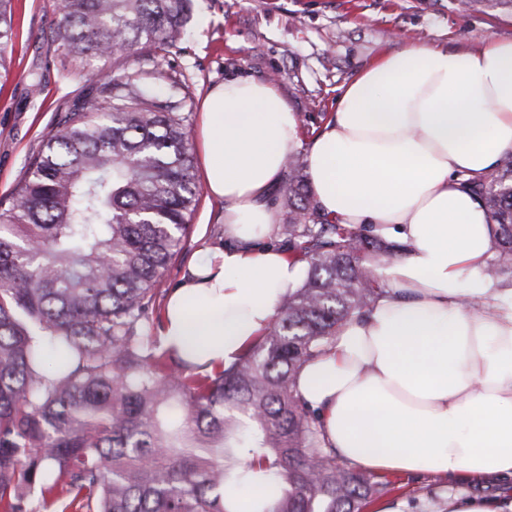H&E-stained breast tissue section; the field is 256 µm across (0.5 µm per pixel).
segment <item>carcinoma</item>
<instances>
[{
    "mask_svg": "<svg viewBox=\"0 0 512 512\" xmlns=\"http://www.w3.org/2000/svg\"><path fill=\"white\" fill-rule=\"evenodd\" d=\"M189 14L190 0H58L52 40L80 63L149 52L176 46ZM13 25L0 0V68ZM159 96L100 75L0 199V512H227L226 482L257 469L273 477L269 512H362L386 485L320 447L296 386L375 299L366 257L399 247L326 219L291 153L276 237L307 263L303 283L229 368L162 349V278L202 186L184 117ZM466 187L495 225L496 279L512 261V152Z\"/></svg>",
    "mask_w": 512,
    "mask_h": 512,
    "instance_id": "carcinoma-1",
    "label": "carcinoma"
}]
</instances>
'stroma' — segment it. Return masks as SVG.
<instances>
[{"instance_id": "stroma-1", "label": "stroma", "mask_w": 512, "mask_h": 512, "mask_svg": "<svg viewBox=\"0 0 512 512\" xmlns=\"http://www.w3.org/2000/svg\"><path fill=\"white\" fill-rule=\"evenodd\" d=\"M56 0H13L14 54L0 77V199L8 197L43 133L79 98L94 93L101 62L70 61L50 39ZM455 0H193L185 38L173 48L109 60L114 73L130 68L161 84L194 131L204 93L240 72L272 78L305 135L319 131L336 110L342 85L360 68L408 46L475 49L493 38H512V11L465 14ZM224 206L202 195L185 245L164 276L173 287L200 239L216 234ZM379 502H401L420 512L444 482L432 474L392 475Z\"/></svg>"}]
</instances>
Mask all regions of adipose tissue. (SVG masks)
<instances>
[{
	"label": "adipose tissue",
	"instance_id": "adipose-tissue-1",
	"mask_svg": "<svg viewBox=\"0 0 512 512\" xmlns=\"http://www.w3.org/2000/svg\"><path fill=\"white\" fill-rule=\"evenodd\" d=\"M195 140L224 242L172 288L161 346L231 365L301 284L306 262L270 239L284 160L303 148L321 213L402 247L376 261L369 311L299 373L323 447L378 474L512 478V288L484 272L494 226L461 185L512 151V39L387 54L309 140L275 81L230 77L205 95Z\"/></svg>",
	"mask_w": 512,
	"mask_h": 512
}]
</instances>
